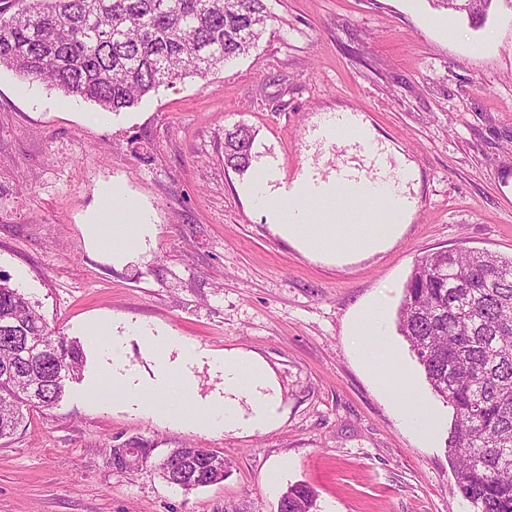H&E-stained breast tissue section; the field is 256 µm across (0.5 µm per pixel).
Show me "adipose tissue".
<instances>
[{"label": "adipose tissue", "mask_w": 512, "mask_h": 512, "mask_svg": "<svg viewBox=\"0 0 512 512\" xmlns=\"http://www.w3.org/2000/svg\"><path fill=\"white\" fill-rule=\"evenodd\" d=\"M413 178L412 167L399 161L394 175H373L338 190L333 194L334 205L320 211L313 208L301 179L293 181L281 196L268 178L262 177L247 187L246 194L266 211L274 230L302 253L345 264L383 250L400 236L398 219L409 211L405 185ZM85 234L94 249L119 264L153 239L154 227L137 215L124 190L114 185L105 189L99 210L87 221ZM384 309V302L377 301L353 319L351 332L357 339L358 356L380 389L398 395L400 413L414 432L420 438H431L437 420L424 397L405 377L402 354L387 340ZM89 336L108 358L103 372L112 382L114 396L123 398L130 409L213 432L267 430L280 420L266 368L256 357H225L224 394L204 403L194 399L188 371L189 365L205 355L198 346L142 331V339L156 357L155 376L144 381L128 365L124 337L104 323L91 326ZM243 398L250 404L249 411L240 408Z\"/></svg>", "instance_id": "adipose-tissue-1"}]
</instances>
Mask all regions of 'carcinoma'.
I'll use <instances>...</instances> for the list:
<instances>
[{
    "label": "carcinoma",
    "instance_id": "1",
    "mask_svg": "<svg viewBox=\"0 0 512 512\" xmlns=\"http://www.w3.org/2000/svg\"><path fill=\"white\" fill-rule=\"evenodd\" d=\"M448 11L483 20L491 0H437ZM273 15L266 0H0V67L119 112L188 74L205 77L255 47ZM253 135L237 126L224 136L228 166H250ZM397 328L431 390L453 409L446 447L455 485L473 512H512V258L437 251L413 267L397 311ZM51 340L30 363L24 343ZM0 439L24 410L55 408L67 383L81 378V345L50 333L32 302L0 277ZM183 472L169 484L185 491L224 481V456L173 448ZM127 471L149 463L111 448ZM315 495L299 483L280 512H312Z\"/></svg>",
    "mask_w": 512,
    "mask_h": 512
}]
</instances>
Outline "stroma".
<instances>
[{
	"mask_svg": "<svg viewBox=\"0 0 512 512\" xmlns=\"http://www.w3.org/2000/svg\"><path fill=\"white\" fill-rule=\"evenodd\" d=\"M273 22L249 54L188 76L137 105L103 110L0 67V275L49 329L84 344L80 380L53 410L30 411L0 439V512H275L296 483L315 512H471L446 438L452 410L435 396L397 330L410 273L424 255L512 256V5L482 23L432 0H269ZM351 112L389 161L412 163L413 209L385 249L335 265L300 252L243 195L224 134L253 130L251 173L272 163L292 182L329 156V116ZM121 186L155 226L126 263L93 250L83 225ZM406 354L414 387L440 416L420 439L362 367L350 325L373 300ZM128 333L142 377L149 327L199 346L195 397L223 394L225 354L263 361L279 423L254 433L199 432L126 410L108 394L94 324ZM139 443L223 454L222 483L185 492L155 467L119 472L111 447Z\"/></svg>",
	"mask_w": 512,
	"mask_h": 512,
	"instance_id": "stroma-1",
	"label": "stroma"
}]
</instances>
